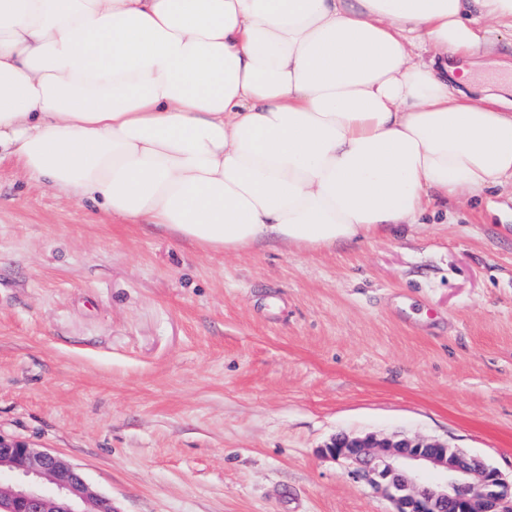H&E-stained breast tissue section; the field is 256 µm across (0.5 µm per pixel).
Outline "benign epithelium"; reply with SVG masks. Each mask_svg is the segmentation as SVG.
Returning a JSON list of instances; mask_svg holds the SVG:
<instances>
[{
    "mask_svg": "<svg viewBox=\"0 0 512 512\" xmlns=\"http://www.w3.org/2000/svg\"><path fill=\"white\" fill-rule=\"evenodd\" d=\"M323 455L342 461L393 512H512V479L458 448L424 440L370 435L335 437ZM0 512H115L81 469L58 455L0 434Z\"/></svg>",
    "mask_w": 512,
    "mask_h": 512,
    "instance_id": "obj_1",
    "label": "benign epithelium"
}]
</instances>
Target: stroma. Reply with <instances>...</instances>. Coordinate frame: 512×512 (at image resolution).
Here are the masks:
<instances>
[{"label":"stroma","instance_id":"stroma-1","mask_svg":"<svg viewBox=\"0 0 512 512\" xmlns=\"http://www.w3.org/2000/svg\"><path fill=\"white\" fill-rule=\"evenodd\" d=\"M0 434L116 512H391L339 435L512 473V185L307 250L121 224L0 158Z\"/></svg>","mask_w":512,"mask_h":512}]
</instances>
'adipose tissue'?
Masks as SVG:
<instances>
[{
	"mask_svg": "<svg viewBox=\"0 0 512 512\" xmlns=\"http://www.w3.org/2000/svg\"><path fill=\"white\" fill-rule=\"evenodd\" d=\"M502 28L512 0H0V150L211 250L362 241L512 183V112L454 65Z\"/></svg>",
	"mask_w": 512,
	"mask_h": 512,
	"instance_id": "adipose-tissue-1",
	"label": "adipose tissue"
}]
</instances>
